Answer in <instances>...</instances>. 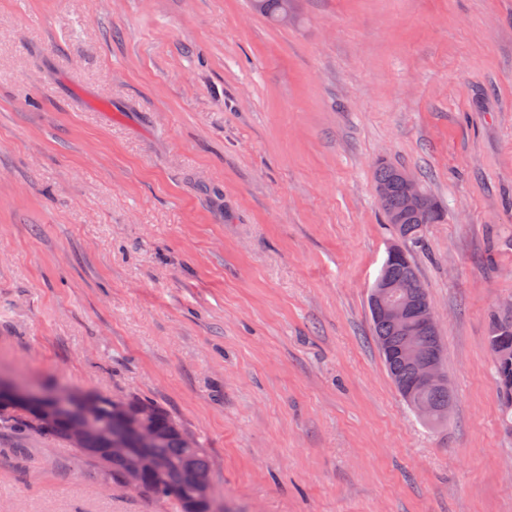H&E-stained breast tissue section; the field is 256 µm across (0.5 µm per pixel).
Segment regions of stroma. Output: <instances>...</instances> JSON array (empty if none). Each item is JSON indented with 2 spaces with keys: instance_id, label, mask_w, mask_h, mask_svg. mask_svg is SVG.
Instances as JSON below:
<instances>
[{
  "instance_id": "obj_1",
  "label": "stroma",
  "mask_w": 512,
  "mask_h": 512,
  "mask_svg": "<svg viewBox=\"0 0 512 512\" xmlns=\"http://www.w3.org/2000/svg\"><path fill=\"white\" fill-rule=\"evenodd\" d=\"M385 159L454 393L375 345ZM512 317V0H0V378L148 399L214 512H512L491 312ZM0 512H176L0 431ZM375 179L377 186L384 184L388 189L385 196L382 198L379 197L381 208L388 224H390L391 218L399 214L402 210L401 190L404 198L402 217H394L392 224L389 226L392 228L393 233L399 236L403 241L411 243L418 241L422 236L424 224H436L440 221L442 211L439 204L431 195L425 192L426 196L435 206V210L428 215L431 209L430 204L420 185L408 171L401 170L392 164L381 161L376 166ZM427 215V219L423 222L415 220L407 224H401L403 217H424Z\"/></svg>"
}]
</instances>
